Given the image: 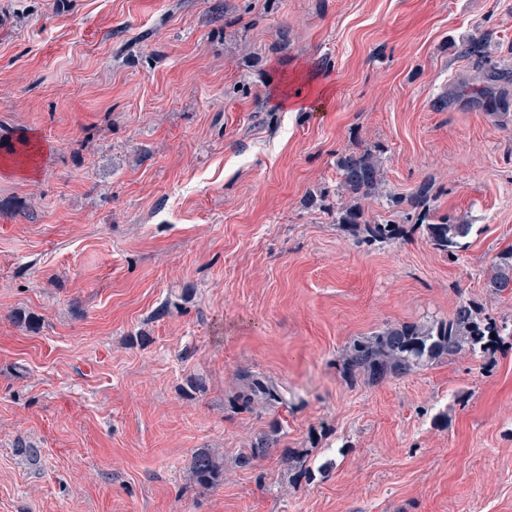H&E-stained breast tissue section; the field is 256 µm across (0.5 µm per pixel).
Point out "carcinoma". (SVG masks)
<instances>
[{"instance_id":"carcinoma-1","label":"carcinoma","mask_w":512,"mask_h":512,"mask_svg":"<svg viewBox=\"0 0 512 512\" xmlns=\"http://www.w3.org/2000/svg\"><path fill=\"white\" fill-rule=\"evenodd\" d=\"M336 196L341 198L336 204V223L345 226L360 245L394 243L408 231H420L433 249L453 259L473 231V225L447 215L438 219L430 215L431 185L427 181L404 199L416 214L415 224L407 227L380 216H368L362 201L385 197L382 158L370 148L346 151L337 159ZM490 287L497 292L512 290V247L502 251L493 263ZM506 339L512 341V324L484 317L476 302L463 300L444 319L387 323L366 336L351 340L342 353L337 371L350 386L359 382L373 385L407 377L436 360L484 353ZM237 379L236 390L229 399L231 408L236 411L251 412L258 406L275 409L287 403L280 387L265 376L243 371ZM278 433V423L274 422L269 431L239 454V464L249 466L266 456L279 442ZM306 458L302 449L282 454L288 472L308 477L311 472L305 465ZM190 473L199 486L214 484L224 474V458L202 449L191 458Z\"/></svg>"}]
</instances>
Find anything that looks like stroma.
Returning <instances> with one entry per match:
<instances>
[{"label": "stroma", "instance_id": "stroma-1", "mask_svg": "<svg viewBox=\"0 0 512 512\" xmlns=\"http://www.w3.org/2000/svg\"><path fill=\"white\" fill-rule=\"evenodd\" d=\"M491 67L512 73V0H0V160L44 145L0 168V512H512L511 344L378 385L336 371L353 338L462 299L512 320L488 286L512 247ZM358 146L383 160L370 213L404 223L427 181L435 215L474 224L456 260L337 224ZM246 370L286 406L232 409ZM279 427L277 422H273L269 431L262 433L252 444L250 448H245L239 454V464L241 466H250L253 461L266 456L271 448L279 442ZM189 469L197 485L215 484L224 474V458L215 451L201 449L191 458Z\"/></svg>", "mask_w": 512, "mask_h": 512}]
</instances>
